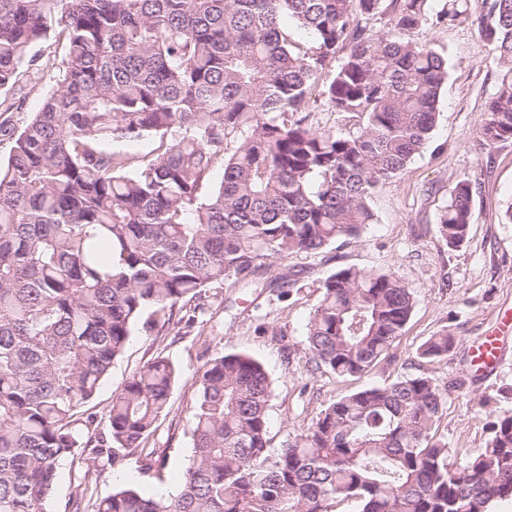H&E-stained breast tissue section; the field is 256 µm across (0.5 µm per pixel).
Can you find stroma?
I'll return each instance as SVG.
<instances>
[{"instance_id": "35a3bbf8", "label": "stroma", "mask_w": 512, "mask_h": 512, "mask_svg": "<svg viewBox=\"0 0 512 512\" xmlns=\"http://www.w3.org/2000/svg\"><path fill=\"white\" fill-rule=\"evenodd\" d=\"M482 13L481 0H468L467 21L408 32L409 40L447 56L448 79L429 145L405 172L379 185L372 199L375 222L360 239L336 241L316 254L288 256L253 285L209 284L200 299L176 307L162 334L134 327L89 411L105 413L114 392L155 356L170 359L180 378L166 415L146 441L156 452L153 460L137 456L115 466L92 482L95 497L128 485L168 495L179 491L192 454L198 371L215 355L244 352L263 364L273 387L267 436L274 450L306 429L323 406L347 393L423 371L442 382L470 374L472 342L493 328L498 314L512 309V223L505 217L512 203V141L488 147L480 138L487 104L504 75L481 35ZM64 45L63 37L51 32V59L36 63L32 88L10 115L14 128L25 125L55 86ZM464 177L477 186L473 224L466 241L452 249L439 233V216ZM344 267L393 271L417 298L390 358L369 374L345 379L316 367L305 343L306 324L324 279ZM447 327L459 338L456 348L441 361L420 363L418 347ZM507 383H512V335L503 341L502 364L481 372L448 400L437 436L447 440L452 461L463 462L484 446L487 418L479 401Z\"/></svg>"}]
</instances>
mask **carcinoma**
Instances as JSON below:
<instances>
[{
    "instance_id": "1",
    "label": "carcinoma",
    "mask_w": 512,
    "mask_h": 512,
    "mask_svg": "<svg viewBox=\"0 0 512 512\" xmlns=\"http://www.w3.org/2000/svg\"><path fill=\"white\" fill-rule=\"evenodd\" d=\"M482 8L505 71L481 125L492 146L512 140V0ZM466 15L434 0H0L1 113L49 31L66 40L40 108L17 131L0 123L12 140L0 160V512H49L63 458L87 479L142 455L179 376L167 357L115 392L105 429L77 417L134 323L159 334L209 284H251L275 260L374 223L378 186L429 144L448 75L441 53L405 34ZM382 16L375 34L367 22ZM286 17L311 45L292 40ZM331 66L320 100L353 126L322 131L294 115L312 111ZM148 135L163 139L150 159L105 149ZM473 194L459 180L440 215L450 248L468 237ZM415 305L394 272L341 268L322 284L307 349L338 377L367 374ZM457 342L443 329L417 357L433 363ZM466 383L422 372L348 393L272 454L263 365L211 357L179 492L127 486L93 512H331L345 500L357 512H489L512 496V409L499 407L512 384L479 401L488 438L455 466L436 429Z\"/></svg>"
}]
</instances>
